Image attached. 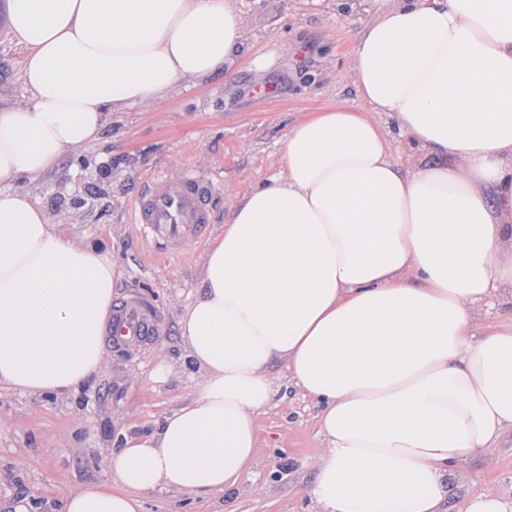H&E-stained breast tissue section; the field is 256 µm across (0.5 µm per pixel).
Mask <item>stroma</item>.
Wrapping results in <instances>:
<instances>
[{
    "mask_svg": "<svg viewBox=\"0 0 512 512\" xmlns=\"http://www.w3.org/2000/svg\"><path fill=\"white\" fill-rule=\"evenodd\" d=\"M392 4L237 0L247 42L233 78L180 87L165 100L115 113L97 144L71 151L39 180H19L67 235L111 248L116 293L153 299L161 331L150 343L108 351L101 374L70 398L0 386V512L21 493L36 512H63L69 488L111 482L106 456L124 435L151 431L193 397L198 379L182 357L177 319L211 237L244 194L281 173L283 142L295 122L341 102L366 109L351 78L353 34ZM262 54L274 55L275 63L258 72L250 61ZM20 55L0 31L1 104L27 98ZM187 168L219 181L213 222L205 238L188 244V260L143 264L147 245L128 221L137 186L147 175ZM162 358L173 369L159 381L153 371ZM268 373L278 392L257 418L261 446L252 468L221 495L156 490L142 512H313L308 491L327 451L319 408L294 386L285 363H273ZM444 485L442 512H466L476 492L512 503V429L449 470Z\"/></svg>",
    "mask_w": 512,
    "mask_h": 512,
    "instance_id": "stroma-1",
    "label": "stroma"
}]
</instances>
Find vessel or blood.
Returning a JSON list of instances; mask_svg holds the SVG:
<instances>
[{"label":"vessel or blood","instance_id":"b4317fda","mask_svg":"<svg viewBox=\"0 0 512 512\" xmlns=\"http://www.w3.org/2000/svg\"><path fill=\"white\" fill-rule=\"evenodd\" d=\"M215 179L198 170L176 177L144 178L129 208L152 256H178L188 243L199 240L212 222L211 201ZM161 317L148 298L128 294L112 307L110 336L114 348L149 340L158 335Z\"/></svg>","mask_w":512,"mask_h":512}]
</instances>
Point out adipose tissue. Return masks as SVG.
<instances>
[{
    "instance_id": "obj_1",
    "label": "adipose tissue",
    "mask_w": 512,
    "mask_h": 512,
    "mask_svg": "<svg viewBox=\"0 0 512 512\" xmlns=\"http://www.w3.org/2000/svg\"><path fill=\"white\" fill-rule=\"evenodd\" d=\"M30 100L0 106V384L57 398L105 363L112 251L67 237L17 188L96 144L112 113L231 76L237 0H6ZM353 83L296 122L284 172L245 194L178 319L195 396L107 457L64 512L217 494L255 459L285 361L329 443L317 512H439L449 465L512 428V330L471 311L512 288V0H397L354 35ZM434 165L401 169L374 113Z\"/></svg>"
}]
</instances>
